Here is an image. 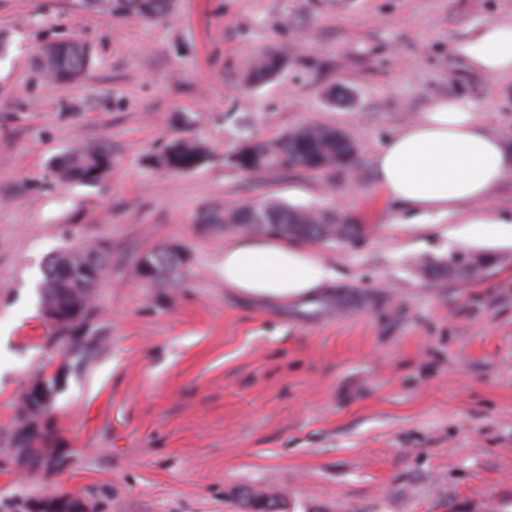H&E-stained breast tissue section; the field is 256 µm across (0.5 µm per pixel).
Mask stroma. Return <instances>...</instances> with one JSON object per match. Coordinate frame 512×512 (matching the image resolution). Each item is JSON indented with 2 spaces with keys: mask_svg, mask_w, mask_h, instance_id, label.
Returning a JSON list of instances; mask_svg holds the SVG:
<instances>
[{
  "mask_svg": "<svg viewBox=\"0 0 512 512\" xmlns=\"http://www.w3.org/2000/svg\"><path fill=\"white\" fill-rule=\"evenodd\" d=\"M512 15V0H177L164 19L112 18L74 0H0V512L73 493L92 512H243L265 491L284 512H512V238L429 213L390 228L374 186L384 140L432 98L465 96L512 147V78L488 82L452 48ZM74 38L89 73L44 80L39 50ZM274 48L267 84L248 63ZM305 124L345 131L353 167L242 172L245 139ZM207 153L159 168L170 142ZM108 147L93 185L57 184L52 159ZM277 199L339 211L357 235L320 245L336 283L268 308L224 286L235 233L203 207ZM184 259V285L144 283L142 252ZM102 246L108 269L85 329L53 333L37 285L63 249ZM491 255L469 280L449 254ZM59 372L41 465L16 461L27 385ZM285 66V58L277 50L259 51L251 59L248 81L255 87H259L279 75ZM472 255L479 254H453L448 257V261L440 262L437 266L432 268V273L438 276H448V278H471V271H467L466 274L460 275L461 270L465 266L462 259L467 260Z\"/></svg>",
  "mask_w": 512,
  "mask_h": 512,
  "instance_id": "obj_1",
  "label": "stroma"
}]
</instances>
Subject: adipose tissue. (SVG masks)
I'll list each match as a JSON object with an SVG mask.
<instances>
[{
	"instance_id": "1",
	"label": "adipose tissue",
	"mask_w": 512,
	"mask_h": 512,
	"mask_svg": "<svg viewBox=\"0 0 512 512\" xmlns=\"http://www.w3.org/2000/svg\"><path fill=\"white\" fill-rule=\"evenodd\" d=\"M454 50L488 80L512 76V17L476 28ZM374 177L391 203L450 217L464 212L470 223L512 230V215L483 207L512 178V150L478 118L469 98L433 100L380 147ZM216 271L225 288L267 306L313 295L338 277L335 265L315 248L270 235L225 246Z\"/></svg>"
}]
</instances>
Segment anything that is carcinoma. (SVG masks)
I'll return each mask as SVG.
<instances>
[{
    "label": "carcinoma",
    "mask_w": 512,
    "mask_h": 512,
    "mask_svg": "<svg viewBox=\"0 0 512 512\" xmlns=\"http://www.w3.org/2000/svg\"><path fill=\"white\" fill-rule=\"evenodd\" d=\"M176 0H76V6L102 16H137L155 20L169 13ZM92 55L86 44L69 39L44 47L35 58L41 76L52 82L68 83L82 78L90 69ZM286 66L284 56L274 50L257 52L251 59L248 81L259 87L279 75ZM204 156L195 140L183 139L164 148L156 161L171 171L196 167ZM356 145L345 132L334 127L311 124L285 133L272 142H245L225 156V162L245 172L268 169H301L328 172L354 164ZM112 166V154L102 148L74 146L54 158L51 169L60 184H94ZM197 223L222 232L233 228L242 233L274 235L285 239H304L332 243L352 237L359 225L351 224L334 210L289 206L276 200L244 203L233 207H208ZM469 255L453 254L432 268V273L450 278H471L461 274ZM183 259L167 247L151 248L137 260V272L149 284L179 282ZM108 256L98 248L65 249L52 255L38 284L41 308L72 301L81 316L92 311V300Z\"/></svg>",
    "instance_id": "cac0c4a2"
}]
</instances>
